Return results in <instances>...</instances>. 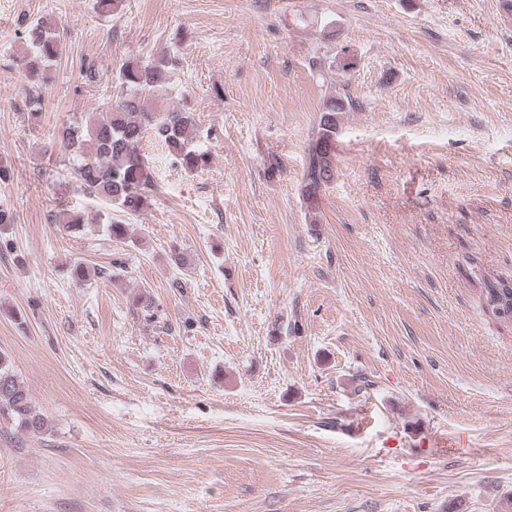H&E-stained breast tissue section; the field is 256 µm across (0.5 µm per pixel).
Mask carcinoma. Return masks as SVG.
<instances>
[{
	"label": "carcinoma",
	"instance_id": "cac0c4a2",
	"mask_svg": "<svg viewBox=\"0 0 512 512\" xmlns=\"http://www.w3.org/2000/svg\"><path fill=\"white\" fill-rule=\"evenodd\" d=\"M30 52L20 61L28 74V107L31 119L42 113L43 70L56 60L62 43L56 30L36 23L28 31ZM172 79L163 58L142 62H123L115 72L116 99L94 113L86 123H69L57 131L61 152L68 158L67 172L90 198L113 203L127 215L140 213L150 201L154 188L147 163L139 150L150 132L184 171L194 172L208 164L207 150L199 146L200 130L191 114L180 108L148 107ZM345 111L342 98L323 99L318 132L307 147L303 173L307 210H315L317 195L336 176V115ZM109 236L116 242L126 239V225L102 213ZM485 309L496 313L502 322H512V288L498 281H484ZM0 419L26 431L40 432L47 419L37 410L28 388L13 370L9 356L0 352Z\"/></svg>",
	"mask_w": 512,
	"mask_h": 512
}]
</instances>
